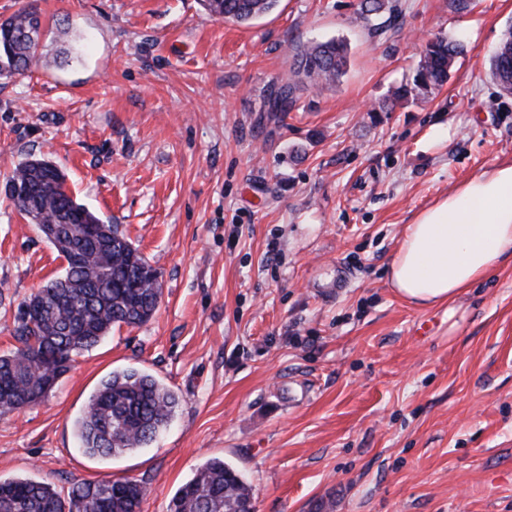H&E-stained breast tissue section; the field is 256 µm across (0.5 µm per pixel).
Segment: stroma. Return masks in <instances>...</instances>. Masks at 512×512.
<instances>
[{
    "mask_svg": "<svg viewBox=\"0 0 512 512\" xmlns=\"http://www.w3.org/2000/svg\"><path fill=\"white\" fill-rule=\"evenodd\" d=\"M31 3L51 64L0 79V353L65 266L5 195L28 157L122 225L163 298L0 416V479L125 477L147 487L142 512H168L216 457L256 512H512V263L433 307L387 275L421 211L512 162V96L489 76L512 0H396L376 38L360 0H280L249 25L202 0H0V19ZM436 34L464 44L448 83L380 111ZM332 38L349 46L336 85L270 111L295 47ZM127 367L177 412L151 445L87 457L73 421Z\"/></svg>",
    "mask_w": 512,
    "mask_h": 512,
    "instance_id": "obj_1",
    "label": "stroma"
}]
</instances>
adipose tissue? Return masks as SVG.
I'll use <instances>...</instances> for the list:
<instances>
[{"label": "adipose tissue", "instance_id": "ef3b65f1", "mask_svg": "<svg viewBox=\"0 0 512 512\" xmlns=\"http://www.w3.org/2000/svg\"><path fill=\"white\" fill-rule=\"evenodd\" d=\"M512 260V163L461 184L407 225L388 267L398 294L422 307L452 300Z\"/></svg>", "mask_w": 512, "mask_h": 512}]
</instances>
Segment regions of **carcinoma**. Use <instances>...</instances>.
Returning <instances> with one entry per match:
<instances>
[{
    "label": "carcinoma",
    "mask_w": 512,
    "mask_h": 512,
    "mask_svg": "<svg viewBox=\"0 0 512 512\" xmlns=\"http://www.w3.org/2000/svg\"><path fill=\"white\" fill-rule=\"evenodd\" d=\"M279 0H203L217 19L246 23L273 12ZM392 0H361L356 21L380 36L394 17ZM41 15L35 8L18 11L0 23V77L22 75L47 64L41 51ZM461 42L444 35L422 46L412 74L393 86L378 111L397 104L429 99L448 83ZM347 45L335 39L295 49L294 79L281 85L269 105L288 112L301 84L318 89L343 74ZM490 74L500 91L512 93V29L490 61ZM5 192L32 224H98L104 236L86 242L48 239L67 260L62 273L21 303L16 318L14 350L0 354V416L42 402L75 357L97 346L114 326H141L156 314L162 296L160 272L128 240L121 226L104 223L77 202L65 172L53 161L30 158L19 164ZM41 305L44 316L32 321L28 309ZM178 398L152 374L135 368L103 377L75 421L80 450L90 457L115 456L154 442L173 418ZM146 487L135 480L76 482L62 494L51 483L33 479L0 481V512H141ZM253 499L250 483L221 459H211L183 484L169 512H237Z\"/></svg>",
    "instance_id": "carcinoma-1"
}]
</instances>
